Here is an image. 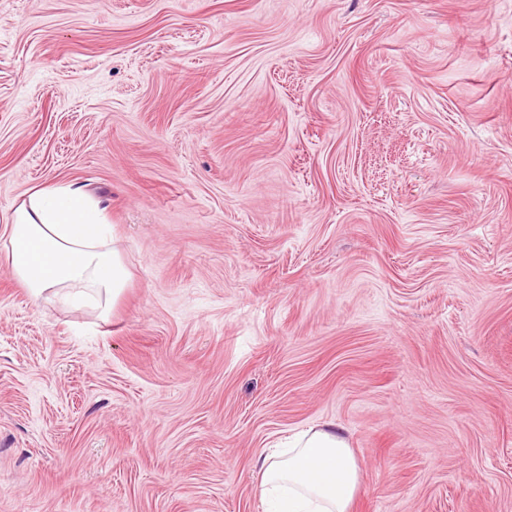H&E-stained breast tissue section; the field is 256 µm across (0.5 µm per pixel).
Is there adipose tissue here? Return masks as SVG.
Returning <instances> with one entry per match:
<instances>
[{
	"label": "adipose tissue",
	"mask_w": 512,
	"mask_h": 512,
	"mask_svg": "<svg viewBox=\"0 0 512 512\" xmlns=\"http://www.w3.org/2000/svg\"><path fill=\"white\" fill-rule=\"evenodd\" d=\"M8 241L5 261L37 301L97 306L116 301L130 279L109 224L78 187L31 194L15 212ZM360 485L348 440L332 423L299 432L256 464L264 512H349Z\"/></svg>",
	"instance_id": "obj_1"
}]
</instances>
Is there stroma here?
Returning <instances> with one entry per match:
<instances>
[{"mask_svg":"<svg viewBox=\"0 0 512 512\" xmlns=\"http://www.w3.org/2000/svg\"><path fill=\"white\" fill-rule=\"evenodd\" d=\"M65 184L130 280L0 262V512H263L326 422L350 512H512V0H0V244Z\"/></svg>","mask_w":512,"mask_h":512,"instance_id":"stroma-1","label":"stroma"}]
</instances>
